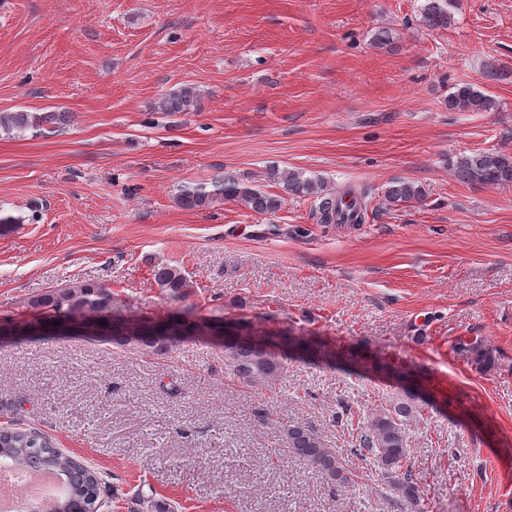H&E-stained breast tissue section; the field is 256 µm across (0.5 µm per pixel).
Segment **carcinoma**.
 Returning a JSON list of instances; mask_svg holds the SVG:
<instances>
[{"mask_svg": "<svg viewBox=\"0 0 512 512\" xmlns=\"http://www.w3.org/2000/svg\"><path fill=\"white\" fill-rule=\"evenodd\" d=\"M456 8V0H423L419 11L424 25L432 30L448 27ZM199 92L192 86L161 98L157 109L161 112H190L197 107ZM448 109L457 112H492L497 101L474 86L463 83L448 95ZM63 116L54 113L1 112L0 133L7 136L22 134L28 130L38 135L46 124H55ZM459 180L467 183L494 185L512 183V155L500 152H481L462 156L454 163ZM267 178L278 184L280 194H273L259 185H245L240 179L225 175L207 184L183 185L176 195L177 204L187 210L209 207L216 195L261 214L281 209L286 196L310 197L316 201L313 212L321 224H363L368 212L357 197L345 198L327 188L318 177L305 175L299 170L268 169ZM425 197L422 186L411 180L392 182L385 191L389 205L421 201ZM158 285L173 296L183 294L190 287L189 279L181 269L169 265L153 268ZM31 306L44 315L49 333L68 332L79 317H92L97 334L120 347H132L136 352L151 356L164 355L172 349L176 336L196 329L192 312L187 310L174 320L148 321L140 325L131 340L116 331L112 314V290L96 281H80L64 288H53L35 297ZM208 328L224 334V365L233 376L250 384H269L285 370L287 353L292 347L326 361L353 363L364 371L373 368L365 355L342 346L335 348L324 342L294 341L287 336L258 335L244 329L223 333L224 324H210ZM412 396L408 395L387 407L374 410L367 420L366 448L374 458L376 467L387 480L389 488L405 506L406 512H424L421 495L405 468L407 461L406 421L413 414ZM288 447L292 456L319 470L335 487L352 486L353 473L344 460L325 443L316 429L306 423L284 425ZM32 469L50 470L61 476L68 488L66 497L44 505L38 512H97L108 505L110 489L105 482L84 463L62 453L53 438L36 429H23L11 425L0 427V460Z\"/></svg>", "mask_w": 512, "mask_h": 512, "instance_id": "carcinoma-1", "label": "carcinoma"}]
</instances>
